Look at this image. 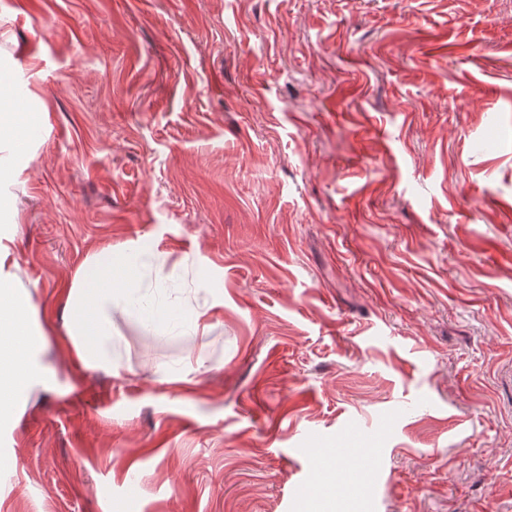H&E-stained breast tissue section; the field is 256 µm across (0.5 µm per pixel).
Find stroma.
<instances>
[{
	"mask_svg": "<svg viewBox=\"0 0 512 512\" xmlns=\"http://www.w3.org/2000/svg\"><path fill=\"white\" fill-rule=\"evenodd\" d=\"M0 77V512H512V0H0ZM135 244L85 369L67 290ZM3 89V90H2ZM10 83H0V152L7 151L10 156L20 154L34 133L35 120L26 113L8 112L11 106ZM4 130L11 135H5ZM8 246L0 240V405L11 416L15 402L25 396L39 370L32 359L38 336L32 325L37 309L28 295L19 292L15 275L5 272L10 260Z\"/></svg>",
	"mask_w": 512,
	"mask_h": 512,
	"instance_id": "obj_1",
	"label": "stroma"
}]
</instances>
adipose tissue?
I'll return each mask as SVG.
<instances>
[{"label":"adipose tissue","instance_id":"ef3b65f1","mask_svg":"<svg viewBox=\"0 0 512 512\" xmlns=\"http://www.w3.org/2000/svg\"><path fill=\"white\" fill-rule=\"evenodd\" d=\"M9 82L0 83V152L21 153L34 132L35 120L14 112ZM136 249L112 254L105 250L90 258L66 296L68 334L77 359L94 367L109 357L112 308L132 288V260ZM11 257L0 244V405L14 407L25 396L39 370L32 359L38 334L33 328L38 312L29 296L19 292L14 274L5 266Z\"/></svg>","mask_w":512,"mask_h":512}]
</instances>
